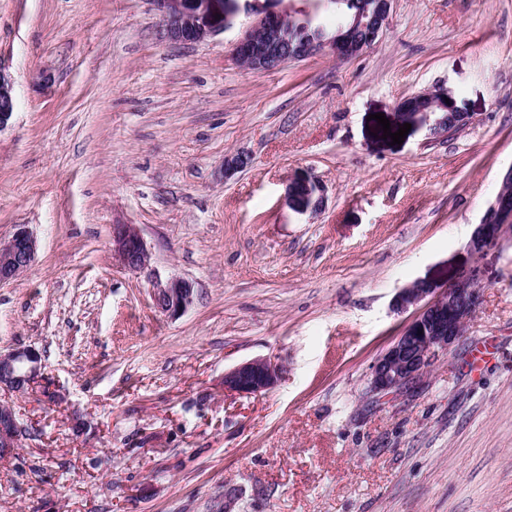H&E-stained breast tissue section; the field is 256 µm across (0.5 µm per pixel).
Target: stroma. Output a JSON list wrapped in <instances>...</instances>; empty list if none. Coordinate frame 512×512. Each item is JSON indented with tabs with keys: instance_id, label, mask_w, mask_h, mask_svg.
<instances>
[{
	"instance_id": "1",
	"label": "stroma",
	"mask_w": 512,
	"mask_h": 512,
	"mask_svg": "<svg viewBox=\"0 0 512 512\" xmlns=\"http://www.w3.org/2000/svg\"><path fill=\"white\" fill-rule=\"evenodd\" d=\"M249 22L173 45L150 0H0L18 95L0 239L37 241L0 286V351L45 364L44 388L0 391L22 427L0 512H512V232L468 249L512 166V0H394L362 55L273 71L234 54ZM438 87L469 125L382 138L377 114L399 129V102ZM296 170L324 186L319 213L285 205ZM116 224L138 225L150 272L113 259ZM469 268L459 341L371 392L416 312L397 293ZM154 274L191 281L194 305L160 312ZM256 357L277 383L225 396Z\"/></svg>"
}]
</instances>
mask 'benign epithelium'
<instances>
[{
    "instance_id": "obj_1",
    "label": "benign epithelium",
    "mask_w": 512,
    "mask_h": 512,
    "mask_svg": "<svg viewBox=\"0 0 512 512\" xmlns=\"http://www.w3.org/2000/svg\"><path fill=\"white\" fill-rule=\"evenodd\" d=\"M163 20L162 38L169 44L201 43L224 33L230 15L224 13V0H151ZM392 0H379L376 13L367 20L356 17L349 24L367 33V40L351 42L334 38L316 37L302 43L294 41L289 27L293 10L267 7L242 32L235 44L236 57L249 69L269 71L284 65L318 55L332 54L338 58H352L374 46L388 24ZM428 98L430 109L419 116L430 122L435 108L453 111L446 102V90L422 92ZM16 108L14 81L0 66V130L7 126ZM303 188L308 205L297 208L294 188ZM325 189L306 171L293 173L286 185L284 203L295 213H316L323 207ZM512 229V203L494 199L483 212L469 240L468 249L482 253L490 243L498 242L503 233ZM112 253L120 265L135 272L148 269L149 252L141 230L134 224L112 225ZM36 256V240L21 226L6 241L0 240V284L16 280L32 265ZM156 307L170 317L186 312L195 302L196 293L191 282L170 277L152 280ZM424 302L419 314L374 362L371 368L370 388L376 393L400 391L419 378L460 338L462 329L479 303V287L475 275L462 273L449 288L420 280L410 288H403L395 299V306ZM278 362L258 357L242 362L224 372V394L244 396L269 390L278 380ZM44 364L39 351L19 347L0 353V390L16 395L27 394L43 381ZM21 427L13 406L0 403V456L11 455L19 448Z\"/></svg>"
}]
</instances>
